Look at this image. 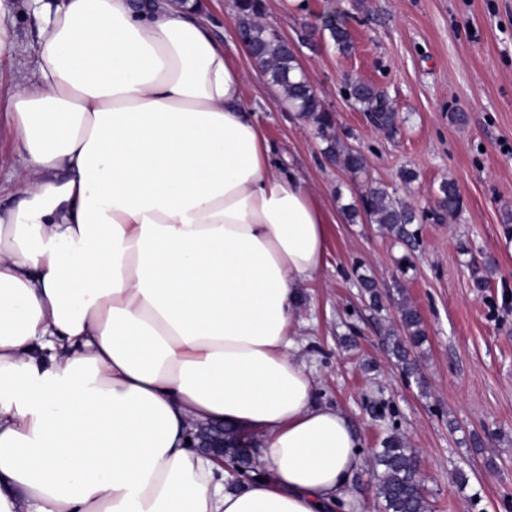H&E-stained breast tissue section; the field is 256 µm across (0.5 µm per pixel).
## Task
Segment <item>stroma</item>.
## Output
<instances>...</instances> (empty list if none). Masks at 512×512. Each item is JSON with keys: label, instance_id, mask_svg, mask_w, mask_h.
<instances>
[{"label": "stroma", "instance_id": "stroma-1", "mask_svg": "<svg viewBox=\"0 0 512 512\" xmlns=\"http://www.w3.org/2000/svg\"><path fill=\"white\" fill-rule=\"evenodd\" d=\"M17 60L32 65L38 28L25 0ZM234 62L248 73L244 100L267 138L328 209L325 264L297 312L300 355L320 403L350 420L365 454L395 435L413 448L430 512H512V0H264V21L292 47L335 121L339 148L360 151L365 173L331 161L313 125L296 120L235 36V0H203ZM345 22L353 46L337 50L324 28ZM356 77L387 95L401 118L386 136L349 99ZM418 178L404 183L403 169ZM453 181L463 209L436 219L439 188ZM420 211L404 243L343 208L368 184ZM412 255L401 269L399 260ZM383 298L373 309L358 281ZM420 312L426 338L412 368L387 351L397 292ZM464 472L466 485L456 481Z\"/></svg>", "mask_w": 512, "mask_h": 512}]
</instances>
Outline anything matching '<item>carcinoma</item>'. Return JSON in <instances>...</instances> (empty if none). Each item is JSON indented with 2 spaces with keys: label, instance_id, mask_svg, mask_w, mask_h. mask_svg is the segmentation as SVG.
<instances>
[{
  "label": "carcinoma",
  "instance_id": "obj_1",
  "mask_svg": "<svg viewBox=\"0 0 512 512\" xmlns=\"http://www.w3.org/2000/svg\"><path fill=\"white\" fill-rule=\"evenodd\" d=\"M236 8L239 15L238 32L252 47L254 61L268 80L282 89L289 104L312 123L318 136L329 142L326 151L332 154V158H337L332 145L333 117L308 83L296 78L295 72L300 70V64L280 33L259 22L263 12L262 0H237ZM325 30L340 51L350 49L349 33L341 23L328 21ZM347 89L349 97L368 115L378 130L390 135L397 132L398 113L384 94L363 82L349 85ZM343 164L350 172L359 174L364 172L366 160L360 152L348 150L343 155ZM440 193L437 207L450 215L457 213L462 207V199L455 183H443ZM346 210L347 216L353 218L364 214L400 240L411 237L408 226L417 219L413 207L392 198L386 188L373 184ZM398 295L399 326L403 334L389 331L386 344L391 355L410 370V347L422 343L425 329L418 310L408 302L404 291L398 290ZM375 461L382 467L378 476V495L383 500L384 512H428L429 505L421 488L416 455L401 439L395 436L388 438L376 453Z\"/></svg>",
  "mask_w": 512,
  "mask_h": 512
}]
</instances>
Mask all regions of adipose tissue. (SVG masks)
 Instances as JSON below:
<instances>
[{
  "label": "adipose tissue",
  "mask_w": 512,
  "mask_h": 512,
  "mask_svg": "<svg viewBox=\"0 0 512 512\" xmlns=\"http://www.w3.org/2000/svg\"><path fill=\"white\" fill-rule=\"evenodd\" d=\"M0 207V512H350L365 465L295 340L328 212L191 0H29ZM260 442L225 484L192 425Z\"/></svg>",
  "instance_id": "obj_1"
}]
</instances>
